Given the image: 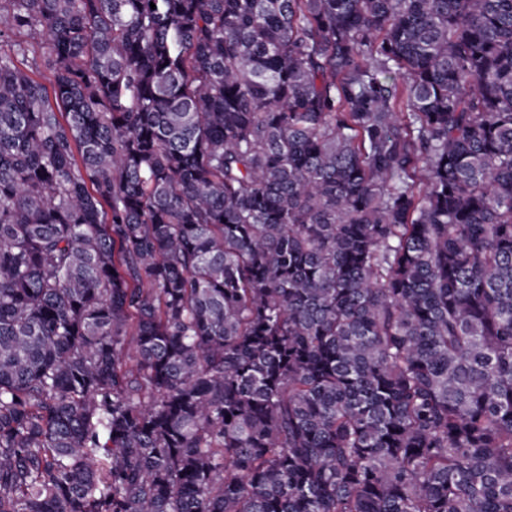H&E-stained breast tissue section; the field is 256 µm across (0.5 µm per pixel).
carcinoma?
<instances>
[{
    "instance_id": "1",
    "label": "carcinoma",
    "mask_w": 512,
    "mask_h": 512,
    "mask_svg": "<svg viewBox=\"0 0 512 512\" xmlns=\"http://www.w3.org/2000/svg\"><path fill=\"white\" fill-rule=\"evenodd\" d=\"M0 512H512V0H0Z\"/></svg>"
}]
</instances>
